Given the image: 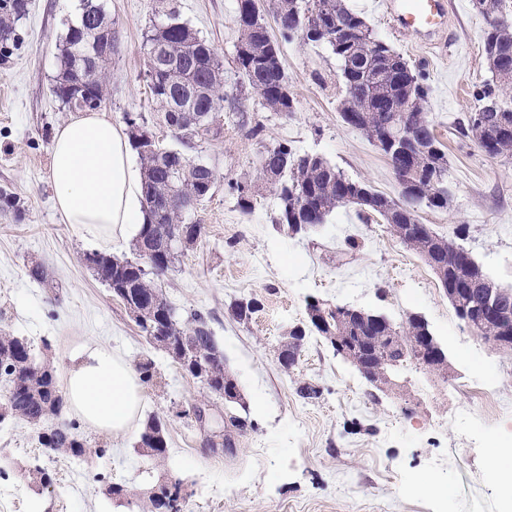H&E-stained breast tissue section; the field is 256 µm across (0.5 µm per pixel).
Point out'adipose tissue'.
I'll return each mask as SVG.
<instances>
[{
  "label": "adipose tissue",
  "mask_w": 512,
  "mask_h": 512,
  "mask_svg": "<svg viewBox=\"0 0 512 512\" xmlns=\"http://www.w3.org/2000/svg\"><path fill=\"white\" fill-rule=\"evenodd\" d=\"M52 172L63 223L93 236H137L146 221L141 184L127 135L105 113L82 112L56 128ZM139 378L124 359L88 346L74 358L66 391L82 421L118 438L142 408Z\"/></svg>",
  "instance_id": "ef3b65f1"
}]
</instances>
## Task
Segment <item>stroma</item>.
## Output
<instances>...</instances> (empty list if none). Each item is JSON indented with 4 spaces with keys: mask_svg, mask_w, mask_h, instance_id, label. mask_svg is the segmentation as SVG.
Here are the masks:
<instances>
[{
    "mask_svg": "<svg viewBox=\"0 0 512 512\" xmlns=\"http://www.w3.org/2000/svg\"><path fill=\"white\" fill-rule=\"evenodd\" d=\"M446 50L397 32L376 0H349L375 34L400 53L429 89L424 110L448 155L450 208L420 207L417 218L462 245L484 272L512 286V159L491 157L461 128L490 79L484 56L488 25L472 0H454ZM82 0H28L21 43L0 63V191L18 210L0 208V331L26 338L38 360L65 382L71 357L91 344L130 364L152 361L141 383L142 415L115 439L91 427L85 436L102 456L75 461L46 452L39 428L14 418L0 423V494L7 512H136L154 485L183 479V512H512L498 489L490 449L512 443V352L497 351L460 321L432 269L392 236L380 219L364 222L355 207L336 209L326 224L291 236L273 222L277 200L261 187L250 213L228 193L230 182L257 179L266 146L283 141L317 153L353 179L398 197L386 157L360 131L341 120L345 94L339 63L328 45L282 42L286 82L295 99L290 115L265 108L235 75L236 0H107L118 37L106 68L101 105L113 122L137 118L168 137L151 100L143 54L148 29L177 11L181 22L224 60L225 106L220 135L200 144L216 170V184L194 215L204 232L180 253L162 279L182 312H202L245 396L248 426L229 429L231 450L212 449L210 429L185 410L207 404L212 421L231 409L207 395L161 349L150 345L125 306L85 264L92 251L124 258L132 244L81 236L61 223L54 208L51 143L72 113L53 94L58 53ZM360 244L348 250L347 239ZM39 264L47 278L31 279ZM253 297L252 320L232 318L234 299ZM376 310L393 322L415 312L447 351L455 378L408 365L395 374L396 390L370 395L359 372L319 336L308 337L293 372L277 360L290 328L305 317L306 302ZM486 381L497 401L482 406L463 392ZM307 382L318 398H302ZM167 424L168 459L153 466L137 451L144 419ZM39 464L51 478L34 492L27 469ZM448 488L432 496L431 482ZM111 484L129 491L118 501Z\"/></svg>",
    "mask_w": 512,
    "mask_h": 512,
    "instance_id": "35a3bbf8",
    "label": "stroma"
}]
</instances>
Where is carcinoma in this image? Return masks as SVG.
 Returning a JSON list of instances; mask_svg holds the SVG:
<instances>
[{
  "mask_svg": "<svg viewBox=\"0 0 512 512\" xmlns=\"http://www.w3.org/2000/svg\"><path fill=\"white\" fill-rule=\"evenodd\" d=\"M475 7L491 18L503 12V0H475ZM26 9L25 0H0V28L11 32V38L0 40V59L6 60L20 41L19 25ZM272 12L278 21L281 37L289 41L297 36L304 42L326 43L340 65L345 96L339 111L345 124L361 131L387 158L390 167H397L399 154L406 151V172L410 173L401 198H390L353 180L326 158L314 153H300L290 145L278 142L265 148L267 167L260 169V179L274 190L280 208L274 223L291 235L306 232L326 223L337 208L354 205L365 222L379 217L392 235L420 255L432 268L442 288H463L465 292L450 299L456 316L471 331L488 341L502 335L503 325L496 319L466 318L477 303L478 292L484 290L489 277L479 263L462 246L431 228L419 235L405 233L406 225L418 223L415 209L404 200L408 195L429 207L448 208V156L441 148L432 124L424 112L427 89L399 53L392 50L373 32L366 20L355 12L347 0H272ZM236 21L239 39L236 45L235 69L240 86L261 98L270 110L288 114L294 111V99L288 91L281 49L265 25L256 0H237ZM336 24L347 30L339 43L324 38L321 30ZM112 17L103 0H84L78 21L72 24L76 33L81 30L106 29ZM164 41L173 50L175 59L161 67L151 54V46ZM146 54L147 78L152 100L159 111L170 112L171 100L181 90L192 85L198 89L192 111L204 116L198 124H185L172 133L175 144L159 145L144 150L141 138L149 130L134 119L127 121L129 139L142 167L144 208L150 232L140 230L134 243V254L142 247H153L162 233L172 225H186V243L193 244L203 234V226L193 222L189 213L172 204L158 209L159 202L169 197L206 198L212 188L204 183L209 163L192 156L189 151L218 134L224 112V63L217 52L198 37L187 24L179 21L176 11L168 20L149 30L143 41ZM484 54L489 65L505 59L512 63V30L495 28L487 32ZM91 73L86 61L76 52V43L65 38L59 55L56 87L66 89ZM93 74V73H91ZM103 71L93 74L88 85L91 98H104ZM482 98L494 97L500 110L484 114L483 135L495 141L496 157H512V71L487 81L479 92ZM349 112L359 114L360 123L346 120ZM411 124L414 142L407 145L388 137V125L403 121ZM236 197L237 207L244 213L252 210L251 180L229 184ZM177 253L161 255L160 271L147 273L139 267L137 258H117L107 252L85 254L88 267L104 281L112 293L122 296L141 313V331L158 324L179 349L182 337L191 334L208 336L211 333L207 318L200 312L187 316L167 299L162 291L161 276L171 268ZM257 306L253 300H238L231 306V315L239 322L252 318ZM378 313L367 310L349 315L340 331L342 336L367 337L365 353L368 365L377 367L374 354L385 352L394 362L393 369L410 362L423 365L420 357L422 337L430 332L426 320L409 314L400 323L387 324L377 320ZM327 336L326 330L307 321L288 331V356L297 360L301 342L309 333ZM210 356L211 383L209 393L216 395L232 376L226 369L224 351L205 345ZM0 379L5 382L4 398L12 404L15 417L44 430L41 445L53 453H69L75 458H89L101 452L89 446L79 431V425L63 418L65 396L60 390L55 370L36 360L31 344L20 336L0 332ZM138 447L150 449L149 458L156 464L167 460L168 445L165 423L156 416L145 422ZM138 512H167L166 503L155 493L141 499Z\"/></svg>",
  "mask_w": 512,
  "mask_h": 512,
  "instance_id": "obj_1",
  "label": "carcinoma"
}]
</instances>
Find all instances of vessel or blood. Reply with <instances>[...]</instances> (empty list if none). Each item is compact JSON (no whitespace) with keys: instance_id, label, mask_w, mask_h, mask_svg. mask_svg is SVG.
I'll use <instances>...</instances> for the list:
<instances>
[{"instance_id":"vessel-or-blood-1","label":"vessel or blood","mask_w":512,"mask_h":512,"mask_svg":"<svg viewBox=\"0 0 512 512\" xmlns=\"http://www.w3.org/2000/svg\"><path fill=\"white\" fill-rule=\"evenodd\" d=\"M394 28L426 43L441 40L444 23L453 8L452 0H381Z\"/></svg>"}]
</instances>
